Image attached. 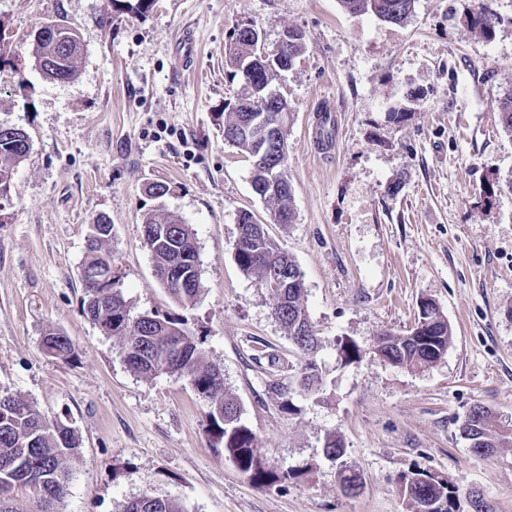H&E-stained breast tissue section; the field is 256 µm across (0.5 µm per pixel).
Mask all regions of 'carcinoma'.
Instances as JSON below:
<instances>
[{
  "label": "carcinoma",
  "instance_id": "1",
  "mask_svg": "<svg viewBox=\"0 0 512 512\" xmlns=\"http://www.w3.org/2000/svg\"><path fill=\"white\" fill-rule=\"evenodd\" d=\"M352 14H371L377 19L400 23L414 9L415 0H340ZM470 25L478 34L489 37L500 22V16L488 0H477L471 11ZM58 38L32 44L36 66L53 80H69L77 73L81 41L77 31L57 21L52 22ZM231 59L250 60L256 54L254 43L246 35L233 32L229 49ZM249 90L247 100L270 90L273 74L256 66L253 72L241 74ZM27 153L16 144L0 136V186L7 184L15 168ZM284 181L280 188L263 199L272 205L274 215L294 218V195L287 166H282ZM143 243L154 262L155 275L160 284L180 303H190L199 294L198 288H176L164 273L179 262L186 279L193 281L197 274L191 265L182 261V255L196 251L195 237L190 225L172 216L152 210L142 218ZM106 240L92 238L88 243L82 264V283L85 292L83 311L86 318L107 336L119 339L123 362L135 374L150 379L160 373L176 374L189 380L194 390L206 402L210 428L224 444V459L232 463L251 480L266 486L282 481L283 475L269 468L255 451V436L241 421L236 402L227 396L221 370L204 362L202 340L183 327L175 317L160 313H143L137 319L131 315L128 303L117 286L97 288L93 279L112 263V256L103 250ZM281 245L271 239L247 238L235 254L238 266L246 273L264 277L271 259ZM288 287L271 294L272 308L278 321L287 330L288 337L304 355L306 366L318 349L315 332L301 335L302 328L311 326L303 306V282L293 259H288ZM429 323L426 336L429 341L416 339L419 332L410 330L405 336L385 333L382 339L389 358L398 366L424 368L440 360L448 351L451 326L439 307L428 305L418 311L415 322ZM43 349L53 358L66 360L73 355L75 343L71 337L50 332L44 336ZM79 439L75 429L60 420L46 419L30 401L0 391V512H16L15 493L25 490L29 497L28 512H61L68 495L71 471L70 458L77 455ZM411 485L409 499L415 512H432L431 504L446 503L445 512H453L457 491L434 484L423 471L407 474ZM124 512H183L174 500L144 495L129 502Z\"/></svg>",
  "mask_w": 512,
  "mask_h": 512
}]
</instances>
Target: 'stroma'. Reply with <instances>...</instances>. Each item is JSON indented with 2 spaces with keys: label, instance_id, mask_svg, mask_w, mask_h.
Masks as SVG:
<instances>
[{
  "label": "stroma",
  "instance_id": "35a3bbf8",
  "mask_svg": "<svg viewBox=\"0 0 512 512\" xmlns=\"http://www.w3.org/2000/svg\"><path fill=\"white\" fill-rule=\"evenodd\" d=\"M472 5L416 0L393 24L339 0H0V125L31 141L0 192V389L75 428L64 512H123L144 495L183 512H414L400 483L412 470L446 477L460 512L472 492L512 512V0H492L502 21L488 38ZM46 20L80 35L68 81L30 53ZM247 24L269 47L287 29L305 36L272 82L292 113L289 224L273 223L250 161L224 140L247 94L228 48ZM323 106L338 117L328 147L310 136ZM153 181L195 233L201 291L188 304L158 283L142 241ZM244 210L298 266L318 391L300 385L304 360L267 288L236 262ZM100 214L132 314L169 313L202 339L258 455L288 480L258 485L225 461L190 383L141 378L86 318L81 267ZM423 297L452 328L447 353L424 370L383 362L378 336L406 334ZM52 330L71 336L72 358L43 351ZM343 340L356 359H339ZM477 406L491 414L487 455L460 434ZM332 435L335 461L323 453ZM344 471L358 493L342 491Z\"/></svg>",
  "mask_w": 512,
  "mask_h": 512
}]
</instances>
